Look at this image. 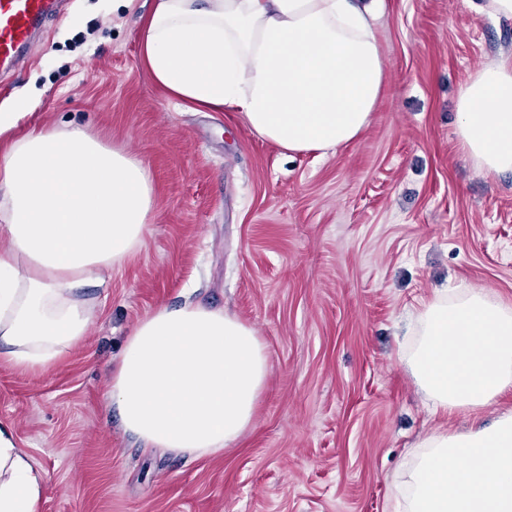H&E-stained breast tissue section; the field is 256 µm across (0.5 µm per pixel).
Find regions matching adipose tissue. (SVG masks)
I'll list each match as a JSON object with an SVG mask.
<instances>
[{
  "instance_id": "obj_1",
  "label": "adipose tissue",
  "mask_w": 512,
  "mask_h": 512,
  "mask_svg": "<svg viewBox=\"0 0 512 512\" xmlns=\"http://www.w3.org/2000/svg\"><path fill=\"white\" fill-rule=\"evenodd\" d=\"M381 0H153L136 39L152 83L191 111H234L263 140L322 152L368 128L386 79L369 23ZM456 134L484 169L512 171V58L478 69L456 99ZM0 109V358L49 372L88 333L87 286L142 244L149 168L80 127L23 130ZM402 360L432 412L477 410L512 388V305L482 290L422 302ZM266 350L237 317L162 306L129 330L109 395L125 433L195 457L254 422ZM45 478L0 426V512H41ZM396 512H512V412L424 438Z\"/></svg>"
}]
</instances>
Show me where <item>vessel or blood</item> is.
<instances>
[{"label":"vessel or blood","instance_id":"1","mask_svg":"<svg viewBox=\"0 0 512 512\" xmlns=\"http://www.w3.org/2000/svg\"><path fill=\"white\" fill-rule=\"evenodd\" d=\"M55 0H0V63L23 64L35 48L36 28L55 10Z\"/></svg>","mask_w":512,"mask_h":512}]
</instances>
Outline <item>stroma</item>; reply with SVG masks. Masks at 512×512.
Returning a JSON list of instances; mask_svg holds the SVG:
<instances>
[{
	"mask_svg": "<svg viewBox=\"0 0 512 512\" xmlns=\"http://www.w3.org/2000/svg\"><path fill=\"white\" fill-rule=\"evenodd\" d=\"M151 0H60L0 107L82 126L150 169L142 247L91 283L80 348L49 375L0 361V424L46 474L42 512H391L410 452L436 430L512 411L432 414L401 354L420 300L464 288L512 304V173L456 137L455 95L512 56V19L470 0H383L388 78L362 136L294 153L237 112H190L152 84L136 26ZM193 301L252 326L271 366L251 428L191 459L124 433L108 376L130 327Z\"/></svg>",
	"mask_w": 512,
	"mask_h": 512,
	"instance_id": "obj_1",
	"label": "stroma"
}]
</instances>
